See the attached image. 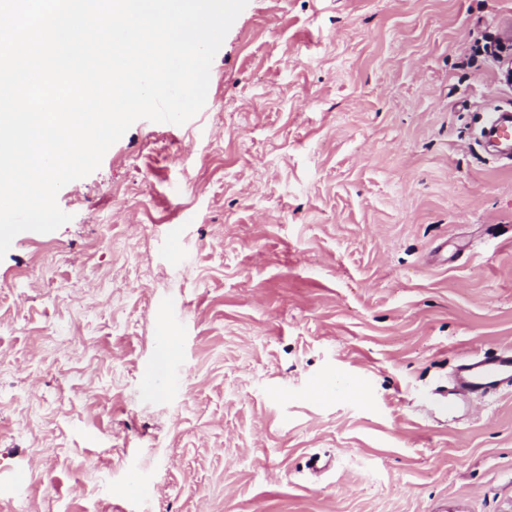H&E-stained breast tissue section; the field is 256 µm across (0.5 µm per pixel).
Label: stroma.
I'll list each match as a JSON object with an SVG mask.
<instances>
[{
  "instance_id": "stroma-1",
  "label": "stroma",
  "mask_w": 512,
  "mask_h": 512,
  "mask_svg": "<svg viewBox=\"0 0 512 512\" xmlns=\"http://www.w3.org/2000/svg\"><path fill=\"white\" fill-rule=\"evenodd\" d=\"M507 19L248 0L204 107L0 259V512H512V392L436 393L512 347ZM486 135L490 139L505 138L512 141V113L493 112L490 115Z\"/></svg>"
}]
</instances>
